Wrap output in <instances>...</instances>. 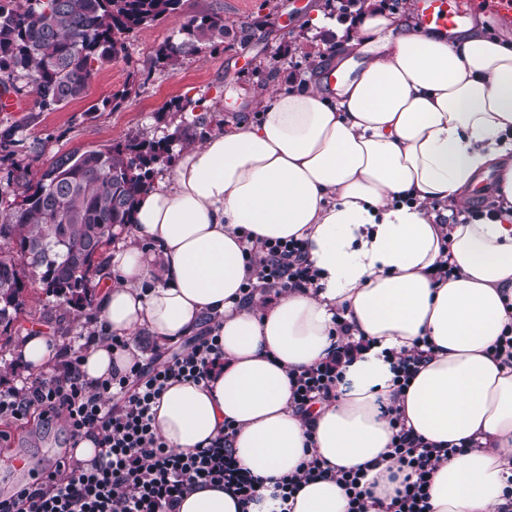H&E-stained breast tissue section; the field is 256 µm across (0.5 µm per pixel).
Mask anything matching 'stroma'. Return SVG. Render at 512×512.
<instances>
[{
	"label": "stroma",
	"mask_w": 512,
	"mask_h": 512,
	"mask_svg": "<svg viewBox=\"0 0 512 512\" xmlns=\"http://www.w3.org/2000/svg\"><path fill=\"white\" fill-rule=\"evenodd\" d=\"M316 8L331 20L318 30L306 25ZM371 8L383 11L387 5L385 0H360L341 12L327 0H182L176 16L135 31L125 52L98 71L83 98L53 111L0 113V126L19 127L14 151L0 152V185H5L11 168L43 169L54 156L73 150L167 135L179 149L185 143L203 141L216 130L218 121L256 120L255 94L314 76L319 60L334 55L356 20ZM212 13L223 16L232 32L244 22L257 24L256 37L243 46L227 42L206 46L173 70L156 64L157 48L176 38L183 22ZM115 94L120 100L114 105L110 99ZM176 100L187 103L195 121L170 110ZM24 300L25 310L11 339H0V383L34 381V374L16 356L24 336L39 332L54 337L57 358L62 361L69 349L78 348L91 334L92 307L77 308L46 297L40 285L31 281ZM67 446L63 420L49 428L35 422L19 426L0 421V459L20 455L30 468L26 474L0 468V497L18 484L32 482L34 474L53 464Z\"/></svg>",
	"instance_id": "35a3bbf8"
}]
</instances>
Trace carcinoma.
<instances>
[{
	"instance_id": "obj_1",
	"label": "carcinoma",
	"mask_w": 512,
	"mask_h": 512,
	"mask_svg": "<svg viewBox=\"0 0 512 512\" xmlns=\"http://www.w3.org/2000/svg\"><path fill=\"white\" fill-rule=\"evenodd\" d=\"M182 0H0V85L35 96L43 112L86 95L94 65L125 50L135 30L177 15ZM229 34L218 14L193 17L156 50L177 67ZM171 137L129 139L104 149L56 156L36 174L9 173L0 191V334L23 310V276L48 297L91 302L103 250L129 226L135 204L169 156Z\"/></svg>"
}]
</instances>
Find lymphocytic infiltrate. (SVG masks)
<instances>
[{
    "label": "lymphocytic infiltrate",
    "mask_w": 512,
    "mask_h": 512,
    "mask_svg": "<svg viewBox=\"0 0 512 512\" xmlns=\"http://www.w3.org/2000/svg\"><path fill=\"white\" fill-rule=\"evenodd\" d=\"M252 276L243 284L245 296L256 290L282 293L312 285L315 271L308 263L303 240H265L248 248ZM361 349L337 347L326 361L293 374V406L307 410L313 401L336 395L341 367ZM222 355L219 338L207 334L198 343L173 353L163 362H135L129 371L98 383L87 382L81 356L71 353L59 375L0 389V418L24 420L41 410L45 420L64 417L72 444L93 438L97 454L88 462L60 460L42 481L25 484L0 500V512H176L185 492L218 483L244 503L254 500L255 481L232 455V425H225L209 446L192 453L168 449L153 428L152 408L169 382H207ZM395 431L391 455L406 469L389 503L376 497L362 469L341 474L349 512H429V483L440 457L437 448L407 429L400 407L388 409Z\"/></svg>",
    "instance_id": "f902f5d3"
}]
</instances>
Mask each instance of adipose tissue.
<instances>
[{"label": "adipose tissue", "mask_w": 512, "mask_h": 512, "mask_svg": "<svg viewBox=\"0 0 512 512\" xmlns=\"http://www.w3.org/2000/svg\"><path fill=\"white\" fill-rule=\"evenodd\" d=\"M356 26L332 86L274 89L258 99L257 121L183 147L100 274L85 380L141 360L133 341L145 333L176 344L208 320L219 336L222 366L204 384L169 383L153 407L156 434L191 453L232 424L233 454L261 485L246 506L196 488L179 512H280L274 483L311 453L335 471L364 469L376 496L393 494L395 405L415 436L446 451L430 512H499L506 502L512 366L494 346L512 323V41L480 24L450 39L378 10ZM491 173L500 211L443 225L433 204L457 207ZM251 238L304 240L313 285L244 298ZM443 259L454 271L438 282ZM340 320L366 347L343 366L335 398L299 412L290 375L332 354L345 339ZM115 336L130 347L113 349ZM422 338L431 352L395 393L392 357ZM291 506L349 510L333 479L303 484Z\"/></svg>", "instance_id": "1"}]
</instances>
